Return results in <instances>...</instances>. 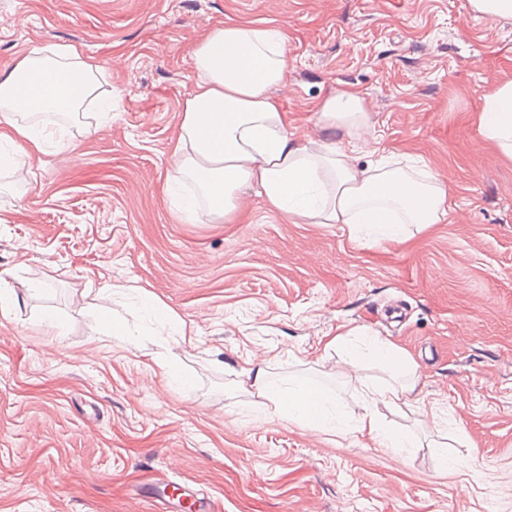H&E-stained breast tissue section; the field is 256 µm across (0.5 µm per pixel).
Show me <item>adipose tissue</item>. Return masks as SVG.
Here are the masks:
<instances>
[{
	"instance_id": "ef3b65f1",
	"label": "adipose tissue",
	"mask_w": 512,
	"mask_h": 512,
	"mask_svg": "<svg viewBox=\"0 0 512 512\" xmlns=\"http://www.w3.org/2000/svg\"><path fill=\"white\" fill-rule=\"evenodd\" d=\"M194 88L184 103L181 133L170 147L173 180H194L207 213L230 218L245 213L244 189H254L292 224H343L351 236H380L402 244L409 225L424 231L447 215L448 189L426 163L407 164L398 154L380 153L360 165L357 154L369 114L361 94L351 87L325 99L318 119L341 128L340 140L294 141L290 119L269 94L288 78V36L277 25L240 22L217 26L194 52ZM98 65L80 49L60 46L24 55L0 78V145H21L22 158L5 163L18 179H27V158L43 150L45 130L27 123L35 112L79 114L98 95ZM483 139L512 159V83L489 95L478 118ZM241 385L265 399L273 414L319 430L329 425L330 394L318 409L307 404L310 385L275 387L266 368H240ZM417 393L416 383L366 386L357 433L384 448L404 447L406 438L384 430L379 406L401 409Z\"/></svg>"
}]
</instances>
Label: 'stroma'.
I'll return each mask as SVG.
<instances>
[{
  "label": "stroma",
  "mask_w": 512,
  "mask_h": 512,
  "mask_svg": "<svg viewBox=\"0 0 512 512\" xmlns=\"http://www.w3.org/2000/svg\"><path fill=\"white\" fill-rule=\"evenodd\" d=\"M236 22L286 27L288 82L269 93L296 139L342 138L317 110L354 87L370 142L445 178L444 222L399 245L256 196L227 222L176 211L196 193L167 186L193 50ZM66 44L112 109L86 106L96 131L69 124L29 181L0 169V284L18 297L0 315V512H512V160L477 122L512 82V17L473 0H0V76ZM341 327L408 350L440 424L384 408L404 448L359 437L383 373L365 356L337 375L323 345ZM171 352L192 387L156 367ZM249 362L335 395L337 431L268 417L237 382Z\"/></svg>",
  "instance_id": "stroma-1"
}]
</instances>
